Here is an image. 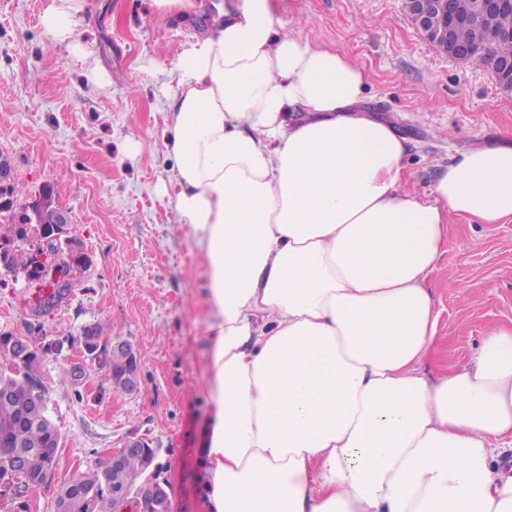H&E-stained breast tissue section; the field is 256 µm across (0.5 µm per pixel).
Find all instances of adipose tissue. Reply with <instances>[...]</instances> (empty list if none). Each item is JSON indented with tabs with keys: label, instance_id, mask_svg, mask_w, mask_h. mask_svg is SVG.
Returning <instances> with one entry per match:
<instances>
[{
	"label": "adipose tissue",
	"instance_id": "ef3b65f1",
	"mask_svg": "<svg viewBox=\"0 0 512 512\" xmlns=\"http://www.w3.org/2000/svg\"><path fill=\"white\" fill-rule=\"evenodd\" d=\"M217 10L175 65L168 140L208 271L207 512H512V324L423 369L448 216L512 220V141L418 199L361 69L284 33L271 0ZM86 20V0H53L41 24L67 45Z\"/></svg>",
	"mask_w": 512,
	"mask_h": 512
}]
</instances>
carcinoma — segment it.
Returning <instances> with one entry per match:
<instances>
[{
    "mask_svg": "<svg viewBox=\"0 0 512 512\" xmlns=\"http://www.w3.org/2000/svg\"><path fill=\"white\" fill-rule=\"evenodd\" d=\"M455 16L465 20L452 25L453 40L474 49L469 61L482 64L497 63L512 58V40L486 45L491 30L501 19L494 12L476 13L475 0H451ZM14 185L0 186V250L7 253V267L16 275L23 273L30 280H42L51 263L60 267L83 266L80 256L66 255L50 247L49 251L36 249L25 243L26 225L16 222ZM73 282L60 289L56 300L48 305L39 301L33 312L46 315L67 298ZM91 332L107 355V371L112 388L123 391L136 372L135 361L129 354L112 357L109 327L97 322L84 327ZM16 336L0 334V482L8 480L12 496L47 481L45 465L56 457L59 433L48 412L47 388L39 375L42 360L41 340H36L25 357L15 349ZM26 459V467L18 464ZM157 449L147 447L122 455L117 463L106 462L92 472L73 473L61 486L55 500V512H118L124 500L136 492L141 496L142 512H166L169 497L163 485L144 483L145 478L157 479L152 473Z\"/></svg>",
    "mask_w": 512,
    "mask_h": 512,
    "instance_id": "obj_1",
    "label": "carcinoma"
}]
</instances>
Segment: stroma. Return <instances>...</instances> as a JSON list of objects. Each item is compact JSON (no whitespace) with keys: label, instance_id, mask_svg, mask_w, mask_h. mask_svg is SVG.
<instances>
[{"label":"stroma","instance_id":"1","mask_svg":"<svg viewBox=\"0 0 512 512\" xmlns=\"http://www.w3.org/2000/svg\"><path fill=\"white\" fill-rule=\"evenodd\" d=\"M52 0H0V152L16 186L15 211L52 185L68 230L92 265L48 316L29 303L25 275L0 270V334L76 340L107 323L135 348L139 388L113 390L78 349L46 357L40 377L60 433L48 484L0 512H54L73 472H92L138 436L160 451L170 512H204L198 460L206 439L210 350L205 262L169 199L173 160L163 139L173 68L206 34L214 0L158 12L153 0H88L73 39L75 60L52 45L40 18ZM287 33L360 67L367 106L409 140L405 189L424 198L461 153L512 135V93L489 66L440 52L412 23L403 0H273ZM138 149H130V142ZM426 286L438 313L428 375L466 365L486 330L512 323V221L449 215L448 242Z\"/></svg>","mask_w":512,"mask_h":512}]
</instances>
